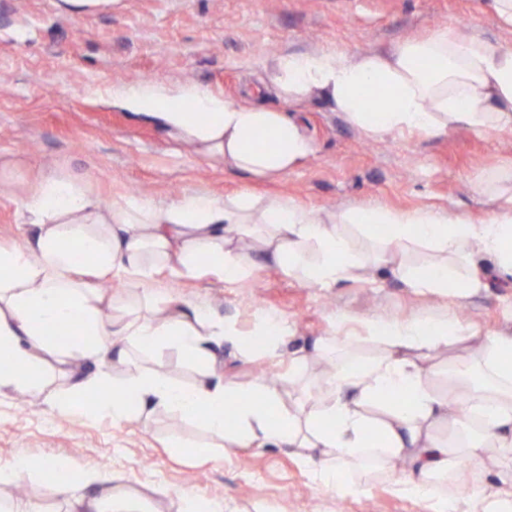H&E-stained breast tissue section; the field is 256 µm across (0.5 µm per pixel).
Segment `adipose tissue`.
Listing matches in <instances>:
<instances>
[{
    "mask_svg": "<svg viewBox=\"0 0 512 512\" xmlns=\"http://www.w3.org/2000/svg\"><path fill=\"white\" fill-rule=\"evenodd\" d=\"M266 80L281 107L155 83L113 87L112 103L207 144L225 166L256 177L286 173L310 153L284 107L314 96L375 136L454 126L512 131V50L474 34L439 29L354 60L290 53ZM365 92L380 98L382 112L368 111ZM22 220L35 226L33 241L0 247V356L11 363L0 371V393L39 394L47 371L74 357L103 366L127 360L133 347H170L201 365L195 384L150 368L119 380L101 369L73 384L76 399L65 412H84L81 398L90 395L95 412L116 420L193 415L225 448L290 449L322 486L341 492L366 489L374 470L397 493L426 496L436 512H447L449 476L491 468L499 485L480 494L477 512H512V336H480L444 317L373 319L365 334L374 356L333 338L316 344L317 353L335 357L320 385L263 377L228 384L214 346L235 340L233 329L198 307L159 304L150 282L159 269L182 279L208 269L234 281L264 261L321 288L385 268L418 291L449 290L463 300L485 286L480 258L512 277V205L480 224L369 207L324 219L285 197L246 194L221 202L191 194L165 206L128 197L105 208L80 182L43 175L24 200ZM247 238L256 251L242 247ZM412 246L434 251L435 260L410 264ZM99 276L127 278L154 314L112 316L111 299L90 285ZM73 321L77 336L52 337L53 328ZM51 468L62 474L54 488L68 512H126L98 473L71 476L61 462Z\"/></svg>",
    "mask_w": 512,
    "mask_h": 512,
    "instance_id": "1",
    "label": "adipose tissue"
}]
</instances>
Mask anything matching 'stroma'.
Segmentation results:
<instances>
[{
    "instance_id": "1",
    "label": "stroma",
    "mask_w": 512,
    "mask_h": 512,
    "mask_svg": "<svg viewBox=\"0 0 512 512\" xmlns=\"http://www.w3.org/2000/svg\"><path fill=\"white\" fill-rule=\"evenodd\" d=\"M445 28L472 32L512 50V28L491 0H0V244L26 245L21 219L37 177L74 179L109 207L127 197L165 205L187 194L215 199L249 193L285 195L318 216L375 206L434 210L480 223L512 195V132L479 134L453 127L427 136L395 131L373 136L314 97L290 105V119L309 138L312 154L273 177L224 165L198 141L112 104L115 86L194 84L246 104L262 97L266 67L277 56L334 50L343 55L385 51ZM494 189L477 193V184ZM169 305L207 307L225 326L250 334L265 316L285 334L277 350L239 353L221 345L224 380L243 383L265 371L287 376L293 356L306 355L304 377L316 383L327 364L314 351L327 337L365 345L371 319L450 316L477 334L512 336V281L487 270V286L468 299L420 293L388 270L372 282L319 288L276 265L226 281L211 271L176 280L152 276ZM149 367L190 385L200 366L170 348L130 351L114 378ZM71 379L57 374L41 396L0 398V468L31 463L22 483L43 512H65L44 465L61 460L123 486L145 512H177L182 496L224 512H429L425 499L403 496L383 480L366 491L322 488L288 449L237 448L210 436L198 419L154 413L117 421L97 413L70 417L48 400L69 397Z\"/></svg>"
}]
</instances>
